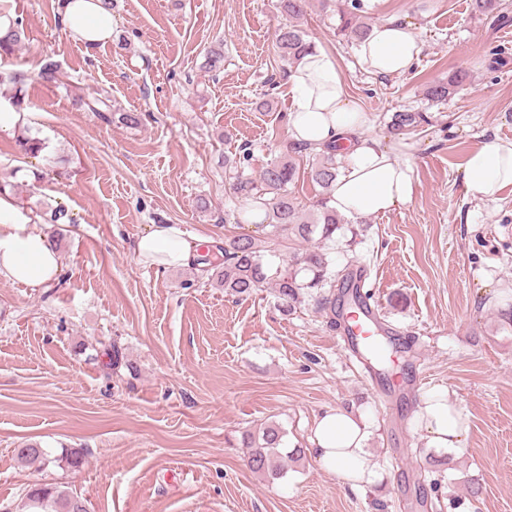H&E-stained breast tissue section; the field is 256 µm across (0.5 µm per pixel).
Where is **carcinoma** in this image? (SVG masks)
<instances>
[{
    "label": "carcinoma",
    "mask_w": 512,
    "mask_h": 512,
    "mask_svg": "<svg viewBox=\"0 0 512 512\" xmlns=\"http://www.w3.org/2000/svg\"><path fill=\"white\" fill-rule=\"evenodd\" d=\"M473 10L479 16L495 17L505 24L502 0H472ZM310 7L309 0H279V9L285 17L276 33V47L281 60L292 65L303 54L314 47L308 40L309 34L302 28ZM339 32L355 41L363 39L370 31L367 23L368 11L363 0H339ZM24 30L20 20H15L8 31L0 36V50L8 52L22 41ZM203 68L219 72L224 68V50L221 47L209 50L205 55ZM57 62L44 59L39 64L37 76L45 83L57 81ZM465 74H456L446 81H436L426 88L427 100L435 104L445 103L463 84ZM81 106L108 119L111 111L108 99L78 98ZM430 124V118L423 112L404 111L395 113L390 121L393 133L407 134L422 125ZM290 152L266 164L253 179L244 175L245 164L250 151L243 147L239 157L225 161L231 175L233 194L251 207L265 213L262 225L263 238L248 234L224 237V245L216 248L218 255L207 250L196 260L203 271L208 273L212 283L234 297H248L269 285L280 302L281 310L288 313L300 299L308 296L317 303L319 311L336 327V290L345 287L350 276L347 270L331 271L335 263L333 250L336 246V232L347 223L344 216L329 206L330 191L339 174V157L334 145L318 150L306 142L292 143ZM312 159L307 177L322 189V198L310 212L290 191L300 178V165L295 156ZM288 250V265L272 269L266 260V252ZM286 433L278 426L262 428L259 433H246L242 445L247 449V462L254 473L273 480L283 476V465L279 458L285 456L298 459L304 454L301 448L291 450L284 447ZM17 456L26 463H39L42 467L66 463L79 467L83 453L68 450L60 457H53L45 449L27 445L18 449ZM25 512H89L87 500L82 496L58 485L36 484L25 494Z\"/></svg>",
    "instance_id": "obj_1"
}]
</instances>
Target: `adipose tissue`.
<instances>
[{
    "mask_svg": "<svg viewBox=\"0 0 512 512\" xmlns=\"http://www.w3.org/2000/svg\"><path fill=\"white\" fill-rule=\"evenodd\" d=\"M62 19L78 42L92 48L112 35V12L103 0H65ZM422 43L409 25L387 19L358 43L360 65L378 75H400L417 62ZM292 109L288 132L293 140L319 146L334 140L347 144L345 164L331 190L330 207L355 218L384 214L409 204L415 193L410 159L395 147L364 138L370 121L350 98L336 57L313 49L288 72ZM466 194L481 201L498 199L512 186V141L492 139L473 149L460 166ZM143 265L159 270L183 267L199 256L198 243L177 224H156L142 235L135 249ZM59 258L47 232L16 209L9 196H0V276L29 287L56 279ZM416 422L431 447L457 448L469 426L447 391L428 392ZM366 422L350 412L325 413L316 423L311 443L319 464L355 487L374 483L379 472L365 446Z\"/></svg>",
    "mask_w": 512,
    "mask_h": 512,
    "instance_id": "adipose-tissue-1",
    "label": "adipose tissue"
}]
</instances>
